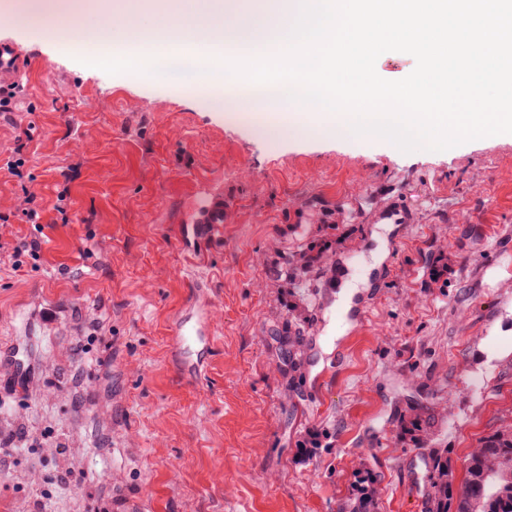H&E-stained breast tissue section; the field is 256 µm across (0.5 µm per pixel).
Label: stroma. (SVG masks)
<instances>
[{
  "label": "stroma",
  "instance_id": "stroma-1",
  "mask_svg": "<svg viewBox=\"0 0 512 512\" xmlns=\"http://www.w3.org/2000/svg\"><path fill=\"white\" fill-rule=\"evenodd\" d=\"M0 41L28 60L0 112V160L23 161L0 171V512L64 493L78 512H348L364 483L379 512H422L426 458L464 479L512 426V273L482 231L512 233L511 134L405 153L286 109L262 135L267 115L230 119L180 81L5 23ZM206 190L230 208L195 266L182 241ZM27 192L42 230L17 212ZM396 197L414 223H386ZM196 278L219 319L191 382L170 328ZM336 282L368 298L364 325L335 317ZM298 330L288 371L276 339ZM68 468L83 478L63 488Z\"/></svg>",
  "mask_w": 512,
  "mask_h": 512
}]
</instances>
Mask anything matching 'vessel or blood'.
<instances>
[{"mask_svg":"<svg viewBox=\"0 0 512 512\" xmlns=\"http://www.w3.org/2000/svg\"><path fill=\"white\" fill-rule=\"evenodd\" d=\"M27 61L11 44L0 42V86L15 84ZM228 208L223 195L211 192L196 197L188 211V222L196 240L205 241L221 234L224 213ZM189 309L171 328V336L179 357L209 353L216 340V312L202 290L193 289L187 297Z\"/></svg>","mask_w":512,"mask_h":512,"instance_id":"vessel-or-blood-1","label":"vessel or blood"}]
</instances>
